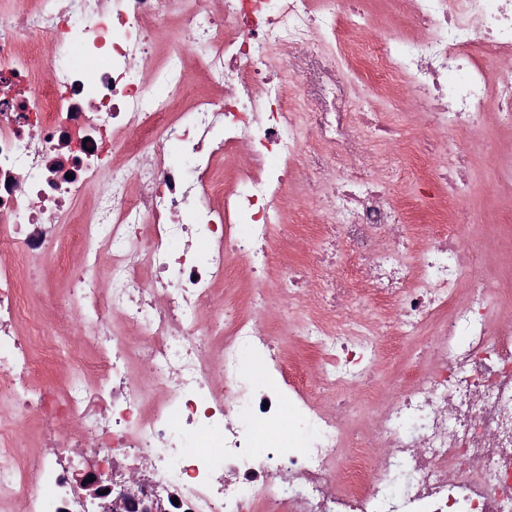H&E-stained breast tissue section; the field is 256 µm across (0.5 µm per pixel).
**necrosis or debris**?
<instances>
[{
  "label": "necrosis or debris",
  "instance_id": "1",
  "mask_svg": "<svg viewBox=\"0 0 512 512\" xmlns=\"http://www.w3.org/2000/svg\"><path fill=\"white\" fill-rule=\"evenodd\" d=\"M369 2L21 0L0 25V393L42 411L52 449L22 453L0 431V506L85 512L77 476L99 492L143 472L132 512H512V326L494 322L470 248L416 224L371 161L368 134L394 145L395 126L331 109ZM409 2L374 48L373 87H406L426 177L462 182L484 117L512 114V81L489 77L512 57V0ZM176 13L199 52L174 43L143 76ZM310 45L315 105L296 108L287 79ZM194 72L216 93L183 115ZM290 194L323 214L305 251ZM66 226L78 370L34 387L52 349L22 330L20 270L56 260ZM243 270L251 285L223 303ZM269 288L285 313L273 329L257 319ZM301 304L310 315L292 318ZM427 323L424 360L350 447L353 392ZM292 337L316 386L284 378Z\"/></svg>",
  "mask_w": 512,
  "mask_h": 512
}]
</instances>
